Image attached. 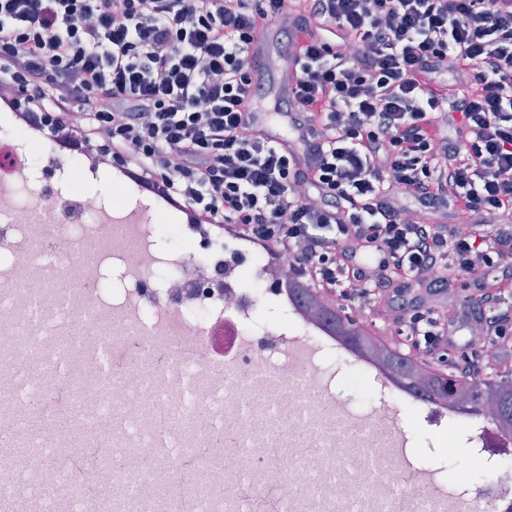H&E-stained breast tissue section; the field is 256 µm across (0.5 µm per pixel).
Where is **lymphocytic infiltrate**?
Returning <instances> with one entry per match:
<instances>
[{"label":"lymphocytic infiltrate","instance_id":"lymphocytic-infiltrate-1","mask_svg":"<svg viewBox=\"0 0 512 512\" xmlns=\"http://www.w3.org/2000/svg\"><path fill=\"white\" fill-rule=\"evenodd\" d=\"M290 11L298 79L273 110L300 159L248 115L249 46ZM3 86L435 369L482 376L512 330V0H0ZM467 329L482 345L446 363Z\"/></svg>","mask_w":512,"mask_h":512}]
</instances>
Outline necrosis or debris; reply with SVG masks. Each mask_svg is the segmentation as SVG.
Returning <instances> with one entry per match:
<instances>
[{
  "mask_svg": "<svg viewBox=\"0 0 512 512\" xmlns=\"http://www.w3.org/2000/svg\"><path fill=\"white\" fill-rule=\"evenodd\" d=\"M105 159L63 156L42 148L30 132L0 113V335L17 357L0 372L25 373L28 396L45 393L38 357L51 348L67 369L112 336H166L207 346L224 339L223 373L177 353L156 363L150 345L112 374V396L96 416L120 409L112 434L82 431L85 448L119 454L155 453L154 409L166 407L165 477L131 466L113 480L121 497L143 504L167 485L191 479L182 463L205 450L210 466L193 490L194 512H397L417 501L416 512H458L459 495L419 498L407 483L413 463L392 450L374 410L380 399L415 421L403 438L427 436L433 465L457 463L460 442L473 452L462 471L470 501L482 512H512L501 491L512 477V431L488 425L491 408L431 403L398 384L383 361L360 359L344 336L308 319L286 293L289 258L262 253L214 232L183 224L168 210L142 226L121 223L133 204L127 185L97 187ZM365 409L356 417L336 403L337 376Z\"/></svg>",
  "mask_w": 512,
  "mask_h": 512,
  "instance_id": "4bbe7bcc",
  "label": "necrosis or debris"
}]
</instances>
